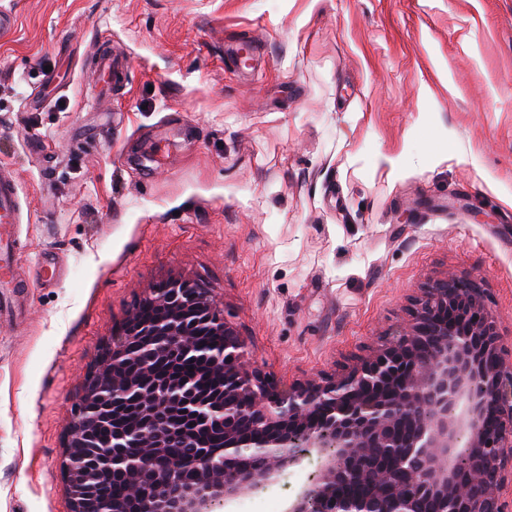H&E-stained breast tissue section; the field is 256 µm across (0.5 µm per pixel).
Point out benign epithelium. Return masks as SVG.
<instances>
[{
    "label": "benign epithelium",
    "mask_w": 512,
    "mask_h": 512,
    "mask_svg": "<svg viewBox=\"0 0 512 512\" xmlns=\"http://www.w3.org/2000/svg\"><path fill=\"white\" fill-rule=\"evenodd\" d=\"M142 305L157 315L143 318ZM203 334L220 341L192 342ZM246 346L198 283L152 285L74 408L71 512H218L312 449L319 471L285 512H509L512 365L475 281L435 280L391 340L338 376L279 389L247 365ZM190 357L215 388L155 369ZM202 430L223 445L202 443ZM175 444L189 452L171 458ZM115 477L127 497L99 492Z\"/></svg>",
    "instance_id": "1"
}]
</instances>
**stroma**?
<instances>
[{
  "label": "stroma",
  "instance_id": "stroma-1",
  "mask_svg": "<svg viewBox=\"0 0 512 512\" xmlns=\"http://www.w3.org/2000/svg\"><path fill=\"white\" fill-rule=\"evenodd\" d=\"M1 8L25 288L0 316V512H70L82 385L171 275L209 291L280 387L340 373L447 272L484 289L512 360V0ZM103 40L126 72L96 101ZM317 467L241 499L285 507Z\"/></svg>",
  "mask_w": 512,
  "mask_h": 512
}]
</instances>
